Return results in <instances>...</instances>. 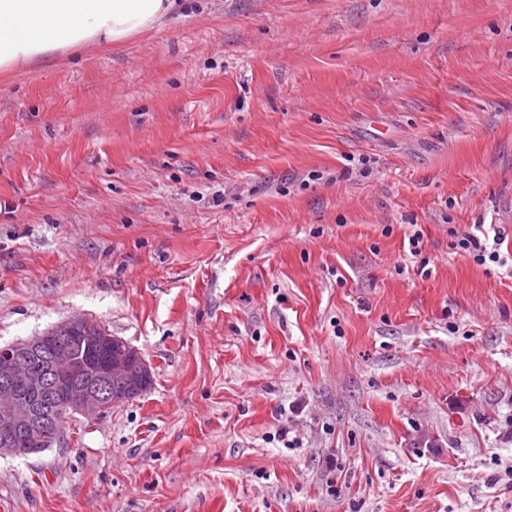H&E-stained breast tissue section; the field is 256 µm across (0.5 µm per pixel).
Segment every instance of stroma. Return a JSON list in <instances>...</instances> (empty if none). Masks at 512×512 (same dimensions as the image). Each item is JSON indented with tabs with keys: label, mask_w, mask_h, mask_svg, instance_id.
<instances>
[{
	"label": "stroma",
	"mask_w": 512,
	"mask_h": 512,
	"mask_svg": "<svg viewBox=\"0 0 512 512\" xmlns=\"http://www.w3.org/2000/svg\"><path fill=\"white\" fill-rule=\"evenodd\" d=\"M508 196L512 0H196L0 75V346L152 374L0 512H512V267L452 247L512 260ZM476 230L480 232L484 240L474 233H466L461 238L454 242L453 248L461 250L463 253L468 254L472 260L481 266H486L489 263L496 264L499 267H504L507 260L501 256L499 248L491 246L488 248L486 241L489 239L488 234H485L480 227L484 224L474 225Z\"/></svg>",
	"instance_id": "obj_1"
}]
</instances>
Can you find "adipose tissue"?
I'll use <instances>...</instances> for the list:
<instances>
[{
	"instance_id": "ef3b65f1",
	"label": "adipose tissue",
	"mask_w": 512,
	"mask_h": 512,
	"mask_svg": "<svg viewBox=\"0 0 512 512\" xmlns=\"http://www.w3.org/2000/svg\"><path fill=\"white\" fill-rule=\"evenodd\" d=\"M188 0H0V74L90 48H118L163 27Z\"/></svg>"
}]
</instances>
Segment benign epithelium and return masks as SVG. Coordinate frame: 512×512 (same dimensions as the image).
<instances>
[{
  "label": "benign epithelium",
  "instance_id": "7a95c632",
  "mask_svg": "<svg viewBox=\"0 0 512 512\" xmlns=\"http://www.w3.org/2000/svg\"><path fill=\"white\" fill-rule=\"evenodd\" d=\"M140 352L96 322L72 317L0 347V456H28L64 440L74 413L96 418L144 388Z\"/></svg>",
  "mask_w": 512,
  "mask_h": 512
}]
</instances>
